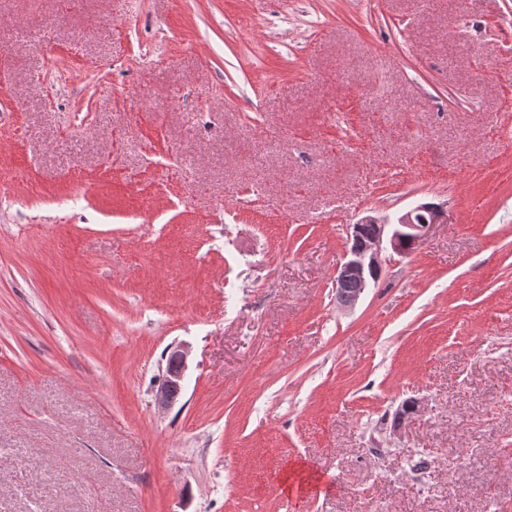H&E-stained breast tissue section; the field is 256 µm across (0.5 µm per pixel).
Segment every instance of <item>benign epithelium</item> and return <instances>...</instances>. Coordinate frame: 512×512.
<instances>
[{
	"label": "benign epithelium",
	"mask_w": 512,
	"mask_h": 512,
	"mask_svg": "<svg viewBox=\"0 0 512 512\" xmlns=\"http://www.w3.org/2000/svg\"><path fill=\"white\" fill-rule=\"evenodd\" d=\"M423 209L434 212L432 221L415 217ZM444 215L442 206L423 203L410 208L395 218L389 216H365L358 223L349 225L351 246L346 261L336 276V294L340 296L341 309L353 308L367 288L379 280L383 263V244L393 253L404 256L413 246L423 245L432 227ZM188 347L179 344L168 349L164 382L156 390L154 402L161 411L173 408L181 400L188 370Z\"/></svg>",
	"instance_id": "7a95c632"
}]
</instances>
